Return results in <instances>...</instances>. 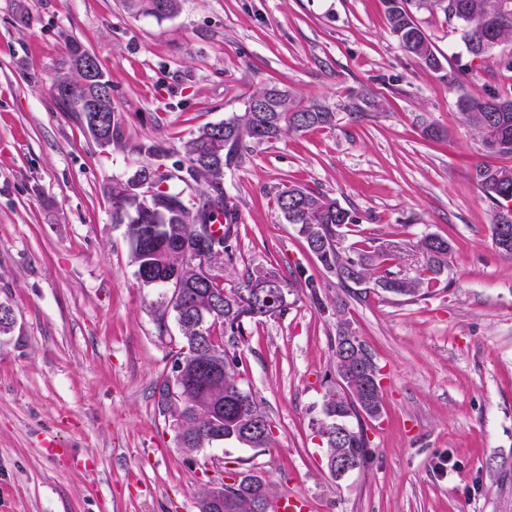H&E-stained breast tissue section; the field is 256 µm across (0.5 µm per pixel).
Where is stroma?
Returning <instances> with one entry per match:
<instances>
[{"instance_id": "obj_1", "label": "stroma", "mask_w": 512, "mask_h": 512, "mask_svg": "<svg viewBox=\"0 0 512 512\" xmlns=\"http://www.w3.org/2000/svg\"><path fill=\"white\" fill-rule=\"evenodd\" d=\"M414 16L441 70L400 45L383 0H181L164 21L122 0H0V303L16 315L0 335V512H198L227 466L255 467L309 512H512V259L472 177L512 158L487 152L459 107L512 92V43L474 57L439 10ZM75 41L112 82L126 147L97 145L48 94ZM272 85L336 126L284 132L225 173L241 220L224 284L260 267L314 281L324 306L292 292L285 315L238 340L271 448L189 455L157 406L183 345L161 302L172 291L137 280L107 189L141 164L135 144L178 159L191 133ZM365 94L377 109L347 111ZM291 183L357 217L346 244L397 245L394 275H418L426 234L450 240L447 271L415 298L337 287L276 208ZM342 318L382 370L383 410L367 467L337 478L317 424Z\"/></svg>"}]
</instances>
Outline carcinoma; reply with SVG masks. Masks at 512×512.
Wrapping results in <instances>:
<instances>
[{"label": "carcinoma", "mask_w": 512, "mask_h": 512, "mask_svg": "<svg viewBox=\"0 0 512 512\" xmlns=\"http://www.w3.org/2000/svg\"><path fill=\"white\" fill-rule=\"evenodd\" d=\"M413 1L420 8L435 7L446 19L460 22L467 51L474 57L484 56L512 38V0H384L391 32L407 52L431 69H441V62L414 19L410 9ZM164 2L161 13L157 0H123L128 12L159 21L179 10L180 0ZM86 54L80 43L71 45L68 72L53 80L64 91L53 92L51 97L62 111L75 114L90 132L83 101L102 96L107 107H112V84L99 66L95 68L96 80H89L83 66ZM267 99L268 111L252 110V102ZM460 107L490 153L512 157V96L489 91L484 96L462 98ZM335 123L336 113L329 108L300 106L286 90L272 100L270 88L264 87L250 97L243 114L229 116L194 134L185 142L182 158L171 164L162 162L167 154L158 146L137 145L135 151L149 157L140 170L159 173L153 197L133 195L127 182L112 186V222L126 225L137 279L145 286L173 289L168 304L175 312L187 351L177 353L171 374L158 387V406L162 414H170L178 423V445L187 454L215 441L235 442L250 416H265L251 391L241 384L242 357L226 350L217 336L235 339L245 334L247 324L284 313L289 292L302 286L308 288L313 304L322 306L316 286L309 281L281 279L278 288L254 290L251 285L259 280L258 268L247 272L236 287L224 288L220 271L224 259H233L236 252L234 228L240 220L237 206L224 195V170L239 166L253 146L276 139L286 130L332 128ZM107 136L116 146L126 142L123 124L112 111ZM473 177L495 209L494 224H499L503 202L512 201V167L478 164ZM202 181L210 191L198 194L196 184ZM276 205L307 249H312L311 239H317L318 250L313 255L342 288L372 282L391 294L414 298L424 284L439 280L448 270L452 246L446 238L426 234L416 244L424 260L422 270L432 275L392 277L382 267L393 254L344 245L345 228L357 220L336 199L316 190L285 185L276 194ZM216 224L224 225V233L214 231ZM201 251L207 253L204 266L192 261ZM331 347L335 373L347 370L351 350L357 354L358 373L350 391L337 385L326 392L319 435L326 444L327 457L342 453L351 461L352 469L361 470L372 455L365 420L376 418L382 410V392L364 396L361 390L372 378L382 379V373L349 321L337 323ZM338 424L346 427L340 443L336 442V432L330 431ZM260 494L272 498L261 474L227 469L222 482L211 481L201 489L199 512H214L215 500L221 497L234 502L233 512H253V497Z\"/></svg>", "instance_id": "obj_1"}]
</instances>
